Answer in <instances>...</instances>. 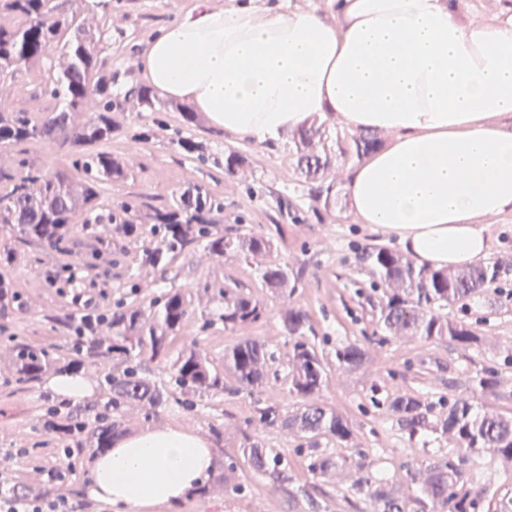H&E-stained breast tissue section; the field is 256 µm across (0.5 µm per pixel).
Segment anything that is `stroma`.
<instances>
[{
  "label": "stroma",
  "mask_w": 512,
  "mask_h": 512,
  "mask_svg": "<svg viewBox=\"0 0 512 512\" xmlns=\"http://www.w3.org/2000/svg\"><path fill=\"white\" fill-rule=\"evenodd\" d=\"M225 3L112 0L110 16L92 19V26L105 30L97 48L116 76L112 99L125 128L107 149L129 162L125 179L99 186L98 204L107 211L132 202L147 211L162 207L190 183L207 184L224 200L225 236L247 232L271 237L274 247L267 259L287 264L295 286L284 293L270 292L259 276V260L232 251L216 257L199 248L174 260L167 270L143 267L139 255L152 244V237H128L112 226L94 232L75 224L64 251L17 247L13 264L0 263V279L22 301L21 306L0 310V450L17 451L10 462V483L31 491L42 489L44 469L56 464V450L63 442L45 433L41 421L47 409L70 408L51 396L44 381L15 383L12 338L63 345L68 341L63 320L86 305L105 312L120 300L146 305L165 289L189 288L195 312L172 338L171 354L197 345L220 367L225 352L250 338L273 353L279 376L246 390L228 374L224 393L199 396L191 403L177 393L155 410L132 404L115 418L120 438L145 428L176 427L213 444L215 465L208 477L177 505L161 504L151 512H370L367 499L352 492L365 472L359 466L364 457L372 462L370 470L383 474L401 497L413 499L419 493L413 474L423 471L436 451L451 454L455 447L435 431L408 438L387 400L426 397L433 404L434 421L447 413L449 404L463 398L471 399L477 413L512 418V212L482 221L492 245L484 264L497 267L496 279L450 310L454 319L478 329L483 338L479 347L467 349L452 341L431 342L384 331L379 318L390 289L370 273L360 256L372 246L396 248L395 239L376 227L354 223L343 191L335 209L314 214V205L289 163L287 143L227 140L199 122L194 133L212 150L235 149L248 157L249 166L232 176L185 158L165 137L144 142L132 136L145 126L180 123L178 113L143 110L127 95L130 86L143 82L139 61L149 42L196 7L218 10ZM1 103L29 112H43L53 105L32 74L1 85ZM281 198L291 202V214L279 212ZM63 265L74 266L76 283L48 280V272ZM132 281L139 285L133 295L127 288ZM223 284L239 287L260 301L263 316L232 330L219 322L203 328V316L219 306L214 289ZM291 307L307 314L313 331L305 339L327 371L322 387L305 397L289 393L286 382L295 339L284 330L281 315ZM347 345L365 350L361 367L338 363L336 351ZM479 372L494 373L493 392L475 391L473 378ZM268 404L285 414L305 405L336 410L349 423L350 439L340 443L326 436L317 448H310L300 434L259 421L257 408ZM254 442L287 462L288 480L256 475L244 465L242 450ZM30 448L35 451L31 457L26 454ZM318 452L335 459V466L312 470ZM230 465L236 468L231 488L222 482ZM465 471L467 487L483 494L480 512H512V471L505 470L492 453L470 460Z\"/></svg>",
  "instance_id": "1"
}]
</instances>
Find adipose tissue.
Masks as SVG:
<instances>
[{
  "instance_id": "obj_1",
  "label": "adipose tissue",
  "mask_w": 512,
  "mask_h": 512,
  "mask_svg": "<svg viewBox=\"0 0 512 512\" xmlns=\"http://www.w3.org/2000/svg\"><path fill=\"white\" fill-rule=\"evenodd\" d=\"M467 0H228L154 37L145 81L225 136L282 141L313 119L389 139L350 166L360 224L418 265L463 268L490 252L482 218L512 211V0L473 23ZM212 444L145 429L95 458L88 492L113 512L175 504L214 466Z\"/></svg>"
}]
</instances>
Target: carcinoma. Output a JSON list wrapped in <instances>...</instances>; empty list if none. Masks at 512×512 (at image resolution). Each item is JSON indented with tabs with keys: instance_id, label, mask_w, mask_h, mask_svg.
<instances>
[{
	"instance_id": "carcinoma-1",
	"label": "carcinoma",
	"mask_w": 512,
	"mask_h": 512,
	"mask_svg": "<svg viewBox=\"0 0 512 512\" xmlns=\"http://www.w3.org/2000/svg\"><path fill=\"white\" fill-rule=\"evenodd\" d=\"M112 11V0H0V18L7 16L13 25L0 23V85L13 82L23 73L42 76L41 90L54 101L48 112L10 110L0 106V148L25 153L32 143H55L79 154L73 167L83 172L76 180L67 171L46 173L25 158L14 165H0V226L8 229L9 240L32 251L63 250L67 247L72 224L77 217L95 224H116L132 236L149 223L150 234L158 241L142 250L141 264L164 268L178 255L198 246L211 255L224 256L234 250L246 257L271 251V238L252 234L224 237L218 225L224 222V201L204 185L190 184L162 208L141 216L130 205H121L103 215L96 213L97 189L104 181L127 176L124 159L104 150L85 151V147L106 144L123 130L112 112V71L101 60L96 43L101 31L86 25L89 15L105 16ZM58 53L67 64L54 71L47 66L50 53ZM98 97L97 110L86 120L90 93ZM144 109L154 111L158 98L147 86L131 91ZM180 128L171 139L186 157L209 163L235 175L249 165L248 157L236 150L224 154L212 152L206 143L189 133L197 125V116L177 104ZM334 138L339 155L355 160L374 150L380 143L375 133H329L325 124L311 122L288 141V156L303 179L309 198L327 211L336 205V178L329 138ZM370 272L391 286V294L381 309L384 329L393 336L419 337L426 341L451 340L466 347L478 346L481 336L470 325L455 321L443 313L445 307L470 298L495 278L493 269L476 266L456 271L418 268L405 257L385 247L373 246L362 254ZM266 287L278 291L288 285L286 264H271L262 270ZM215 296L221 307L217 318L204 319V326L219 320L227 329L258 321L263 307L256 299L234 288L217 287ZM193 313L192 295L185 288H171L157 295L144 310L138 305L118 303L107 313L83 311L64 321L71 332L72 347L64 355L59 350L29 342L15 344L13 370L22 383L37 381L49 367L75 372L86 360L109 364L102 385L107 400L93 417L80 410L66 416L50 411L43 430L59 439L72 438L94 451L112 447L115 435L112 416L136 402L149 410L164 405L171 392L158 386L141 368L140 357L165 360L171 338ZM284 328L296 342L288 391L307 396L318 390L326 378L324 362L301 337L311 330L307 315L290 308L282 315ZM366 352L355 345L336 350L339 363L360 367ZM270 360L265 345L246 339L224 354V370H219L207 352L193 346L169 365L170 383L183 395H217L224 392V371H229L242 388H259L269 375ZM401 430L413 437L433 428L458 447V455L440 456L430 463L419 478L420 508L430 512H476L482 493L465 489L464 463L485 451L495 455L503 467H512V419L494 414L479 415L473 404L460 399L448 415L436 424L429 420L430 407L415 397L398 396L388 403ZM259 420L294 430L310 440L331 436L339 442L349 440L348 421L339 413L319 406L299 408L283 415L273 405L257 408ZM244 461L256 474L288 479L277 455L253 443L243 449ZM355 492L367 498L371 512H411L407 500L390 492L384 480L364 477Z\"/></svg>"
}]
</instances>
